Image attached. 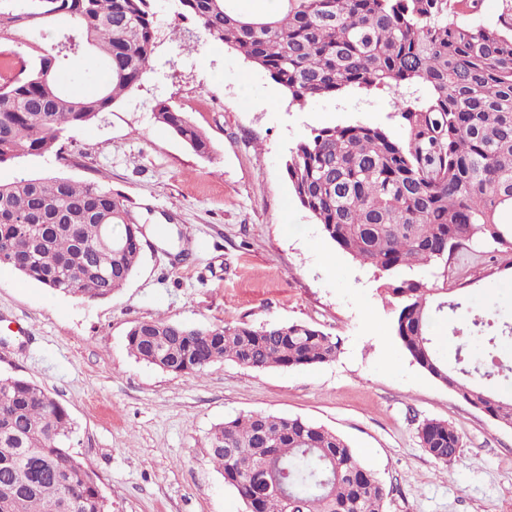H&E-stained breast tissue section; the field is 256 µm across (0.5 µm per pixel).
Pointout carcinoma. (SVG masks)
Listing matches in <instances>:
<instances>
[{
	"mask_svg": "<svg viewBox=\"0 0 512 512\" xmlns=\"http://www.w3.org/2000/svg\"><path fill=\"white\" fill-rule=\"evenodd\" d=\"M193 19L305 106L351 90L399 97L404 135L354 122L314 129L291 151L288 179L323 235L383 280L394 316L392 336L423 372L503 426L508 399L473 378L467 352L450 367L437 354L433 324L462 309L448 297L451 261L474 240L512 252V3L501 26L462 21L484 0H278L276 16H245L234 0H172ZM50 43L22 42L50 28ZM158 32L153 0H0V163L63 155L71 128L111 111L152 68ZM23 43L26 51L8 48ZM80 54L108 79L77 95L59 73ZM155 119L200 155L208 137L174 107ZM115 225L123 232L108 237ZM145 231L130 201L97 181L66 177L0 184V264L51 291L106 299L138 265ZM428 268L433 281L421 275ZM488 357L512 336V324L472 320ZM140 361L198 373L216 362L252 369L306 368L333 361L339 340L303 323L190 328L158 318L127 333ZM68 411L42 388L0 375V512H112L94 472L71 452ZM422 447L446 465L461 439L445 421L419 430ZM206 454L253 512H285L261 493L281 479L302 512H385L386 488L341 435L300 417L261 412L215 425Z\"/></svg>",
	"mask_w": 512,
	"mask_h": 512,
	"instance_id": "1",
	"label": "carcinoma"
}]
</instances>
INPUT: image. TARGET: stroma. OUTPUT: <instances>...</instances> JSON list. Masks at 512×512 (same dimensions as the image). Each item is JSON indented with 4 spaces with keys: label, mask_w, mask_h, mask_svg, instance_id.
I'll use <instances>...</instances> for the list:
<instances>
[{
    "label": "stroma",
    "mask_w": 512,
    "mask_h": 512,
    "mask_svg": "<svg viewBox=\"0 0 512 512\" xmlns=\"http://www.w3.org/2000/svg\"><path fill=\"white\" fill-rule=\"evenodd\" d=\"M152 69L112 111L70 129L55 156L0 164V182L62 176L128 197L150 228L136 269L102 300L54 293L0 265V374L60 402L76 427L72 453L90 465L112 512H246L206 456L216 424L252 412L299 417L344 437L383 480L385 512H512V428L421 371L391 336L381 283L327 240L286 174L313 129L363 122L402 137L388 91H350L290 105L263 69L157 0ZM186 38L174 41L172 27ZM255 106L243 108L244 92ZM277 98L276 110L265 107ZM166 102L206 134L201 156L154 112ZM189 249L179 261L180 249ZM496 244L475 241L452 266L475 312L512 323V269L491 275ZM162 318L188 327L304 323L338 337L330 363L252 369L232 362L174 374L137 360L126 335ZM445 361L467 349L485 385L512 395V372L482 341L433 328ZM448 422L461 457L436 462L420 425Z\"/></svg>",
    "instance_id": "1"
}]
</instances>
